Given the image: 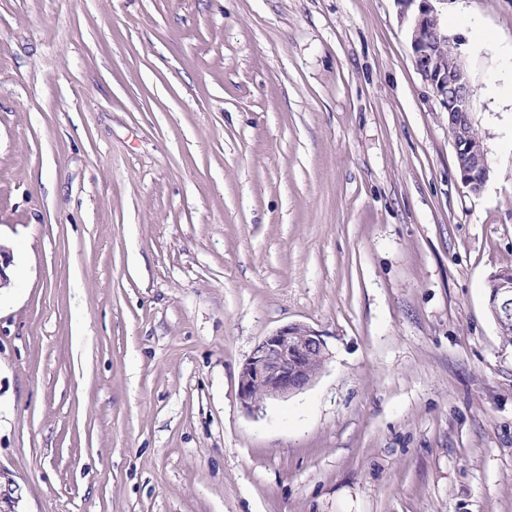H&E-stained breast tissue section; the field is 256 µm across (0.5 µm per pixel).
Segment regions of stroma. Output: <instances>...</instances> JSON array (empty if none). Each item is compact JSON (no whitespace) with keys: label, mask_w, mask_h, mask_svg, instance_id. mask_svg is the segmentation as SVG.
<instances>
[{"label":"stroma","mask_w":512,"mask_h":512,"mask_svg":"<svg viewBox=\"0 0 512 512\" xmlns=\"http://www.w3.org/2000/svg\"><path fill=\"white\" fill-rule=\"evenodd\" d=\"M0 0V465L22 512H512V0ZM331 358L246 412L290 323ZM408 10L415 6L412 17V63L423 81L431 88L449 121H462L472 112L473 88L468 71L456 47L448 37L439 12L432 2L445 0H397ZM448 42V43H446ZM446 43V44H444ZM444 44V45H443ZM442 45L443 49L442 51ZM456 139L455 153L459 159L461 182L473 193H479L488 179L487 149L473 118L449 128ZM479 141V142H470ZM491 292L489 305L495 311L512 310V269L504 268L494 273L489 279Z\"/></svg>","instance_id":"35a3bbf8"}]
</instances>
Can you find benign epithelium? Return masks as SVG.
Wrapping results in <instances>:
<instances>
[{"mask_svg":"<svg viewBox=\"0 0 512 512\" xmlns=\"http://www.w3.org/2000/svg\"><path fill=\"white\" fill-rule=\"evenodd\" d=\"M404 9L414 8L411 29L412 63L431 88L449 121H461L472 112L473 88L461 54L449 55L442 45L449 41L433 0H398ZM461 182L478 193L488 179L487 149L482 142L456 141ZM490 307L512 310V269L504 268L489 279ZM330 353L323 339L304 323H291L264 336L253 348L239 372L238 393L247 410L267 400L286 399L311 386L324 370ZM15 481L6 480L0 492L3 512H17L21 496Z\"/></svg>","mask_w":512,"mask_h":512,"instance_id":"1","label":"benign epithelium"}]
</instances>
